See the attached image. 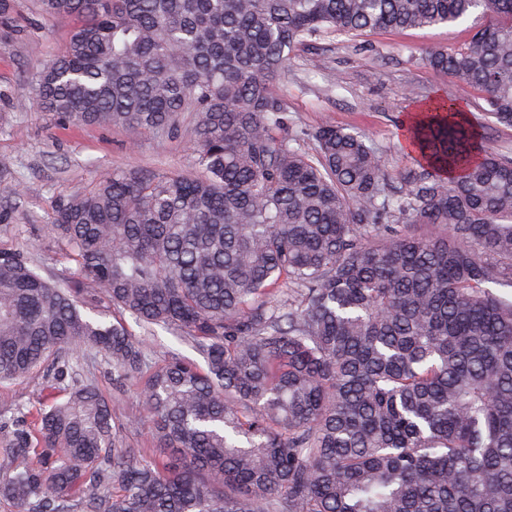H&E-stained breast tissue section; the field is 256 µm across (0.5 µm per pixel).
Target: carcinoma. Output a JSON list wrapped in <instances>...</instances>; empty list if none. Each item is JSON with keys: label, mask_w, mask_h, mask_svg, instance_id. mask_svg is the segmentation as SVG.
Segmentation results:
<instances>
[{"label": "carcinoma", "mask_w": 512, "mask_h": 512, "mask_svg": "<svg viewBox=\"0 0 512 512\" xmlns=\"http://www.w3.org/2000/svg\"><path fill=\"white\" fill-rule=\"evenodd\" d=\"M73 27L36 77L68 125L178 133L195 172L118 170L58 199L76 279L0 251V383L40 370L50 403L0 442L16 512H512V149L458 98L409 124L388 178L366 136L292 145L277 82L321 34L487 16L427 64L512 127V0H34ZM15 0H0L13 29ZM405 223L400 224L398 220ZM105 300L165 325L205 367L154 358ZM133 388L156 448L127 444L97 382Z\"/></svg>", "instance_id": "obj_1"}]
</instances>
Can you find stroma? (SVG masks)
<instances>
[{"mask_svg":"<svg viewBox=\"0 0 512 512\" xmlns=\"http://www.w3.org/2000/svg\"><path fill=\"white\" fill-rule=\"evenodd\" d=\"M18 33L0 31V199L15 202L14 220L0 223V250L35 256L45 275L74 270L64 242L49 229L56 199L82 193L113 171L140 168L189 172L196 158L189 133L161 137L136 127L62 126L36 100L35 75L64 48L70 26L36 18L30 0H16ZM481 15L452 26L317 36L297 48L278 89L294 132L313 148L324 122L363 133L382 152L388 175L410 164L405 128L421 104L459 97L490 149L512 146V128L491 126L478 94L461 95L457 79L431 69L428 51L468 42ZM24 185L13 198L16 185ZM97 384L114 403L116 421L137 448L152 445L148 420L127 423L134 393L115 397L104 361Z\"/></svg>","mask_w":512,"mask_h":512,"instance_id":"obj_1","label":"stroma"}]
</instances>
